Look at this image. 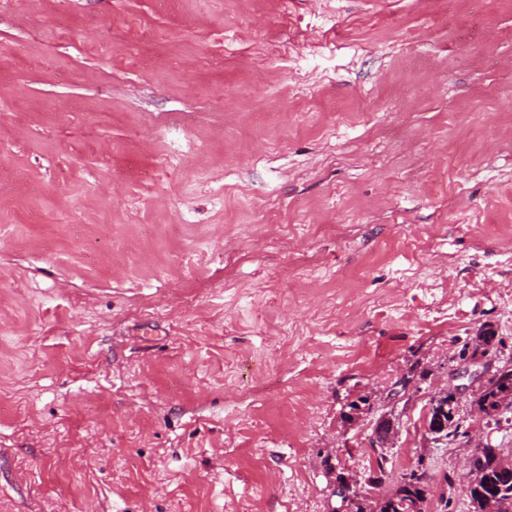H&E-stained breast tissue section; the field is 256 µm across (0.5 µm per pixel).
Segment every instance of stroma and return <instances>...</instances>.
Returning a JSON list of instances; mask_svg holds the SVG:
<instances>
[{"label":"stroma","mask_w":512,"mask_h":512,"mask_svg":"<svg viewBox=\"0 0 512 512\" xmlns=\"http://www.w3.org/2000/svg\"><path fill=\"white\" fill-rule=\"evenodd\" d=\"M0 113V512H470L425 419L512 358V0H0ZM492 358L490 356V353H487L485 355H482L481 353L477 356L471 357L468 361L460 364L458 367L453 369V372L451 374V379L448 383V389H444L442 392H439L438 395L435 397L436 400H439L440 398H443L447 395H450L453 398L452 403L458 402L462 396H464L470 388L474 385V383L479 382V386H485L488 381L493 377L494 372L492 374H489V376H486L487 372H490L489 368H493L492 366ZM480 365L482 366V370L475 369L472 370L471 368L474 366ZM467 379L469 381V384H454V381H460ZM434 402V400H433ZM432 402V408L433 410H430V416L428 419L429 424V430L435 432L439 437H446L449 436L458 437L461 436L464 438L467 434L466 431H460L462 425L460 422V415H459V406L458 403H456L454 407V415H451L452 408L446 407L448 412L443 411V407H436L433 405ZM443 417L445 421V425L442 423ZM427 485L428 476L425 472L417 477L411 476L409 479L407 475H403L395 492L380 504L379 512H422L409 510L412 505L423 503Z\"/></svg>","instance_id":"obj_1"}]
</instances>
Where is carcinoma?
<instances>
[{"mask_svg": "<svg viewBox=\"0 0 512 512\" xmlns=\"http://www.w3.org/2000/svg\"><path fill=\"white\" fill-rule=\"evenodd\" d=\"M512 388V364L504 363L498 370L495 383L485 388L475 403L480 410L490 407L499 411L498 392ZM429 430L442 437H464L466 432L461 430L459 406H454V412H445L441 407L430 411L428 419ZM502 449L490 445L475 448L469 457L471 469L481 474L480 483L471 489L468 498L472 512H512V470L502 466ZM428 485V476L422 472L417 477L402 476L395 492L380 504L379 512H409L411 506L424 501ZM495 501V508L486 507L487 501Z\"/></svg>", "mask_w": 512, "mask_h": 512, "instance_id": "carcinoma-1", "label": "carcinoma"}]
</instances>
